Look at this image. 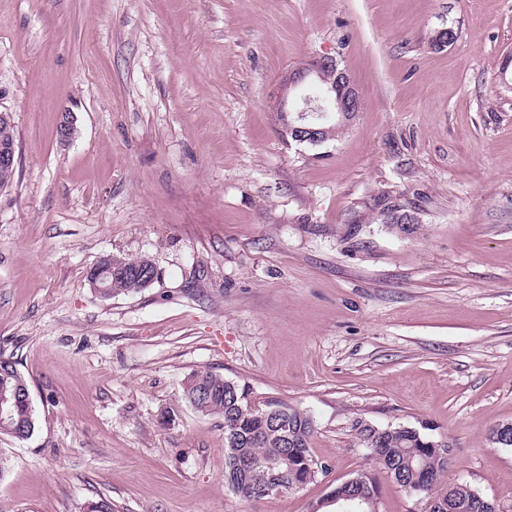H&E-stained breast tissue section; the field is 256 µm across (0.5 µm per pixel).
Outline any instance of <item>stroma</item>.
<instances>
[{
	"instance_id": "stroma-1",
	"label": "stroma",
	"mask_w": 512,
	"mask_h": 512,
	"mask_svg": "<svg viewBox=\"0 0 512 512\" xmlns=\"http://www.w3.org/2000/svg\"><path fill=\"white\" fill-rule=\"evenodd\" d=\"M511 55L512 0H0V355L39 418L0 434V512H309L361 470L420 512L356 419L445 442V481L512 512ZM313 57L362 102L316 146L269 107ZM385 191L414 231L377 222ZM109 254L158 276L102 299ZM203 370L310 416L325 474L237 496L223 418L183 398Z\"/></svg>"
}]
</instances>
